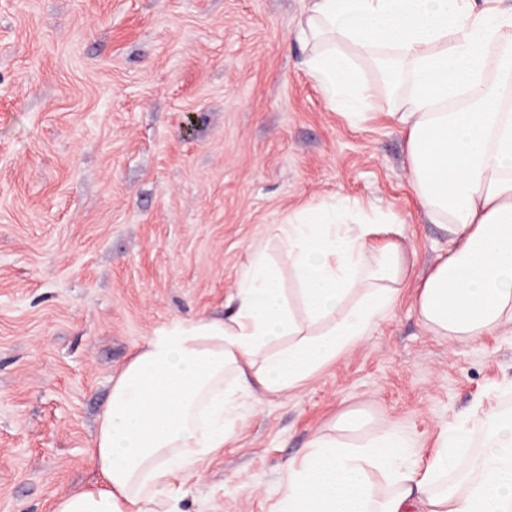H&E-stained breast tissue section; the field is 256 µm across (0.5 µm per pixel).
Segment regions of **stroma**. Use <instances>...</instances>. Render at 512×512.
<instances>
[{
	"label": "stroma",
	"mask_w": 512,
	"mask_h": 512,
	"mask_svg": "<svg viewBox=\"0 0 512 512\" xmlns=\"http://www.w3.org/2000/svg\"><path fill=\"white\" fill-rule=\"evenodd\" d=\"M309 0H0V512H49L99 478L112 377L174 320L229 316L252 248L335 198L400 224L413 273L350 352L300 388L255 393L183 512H274L289 460L340 413L350 441L512 415V326L467 341L420 322L448 236L411 185L377 95L351 124L324 100L297 24Z\"/></svg>",
	"instance_id": "obj_1"
}]
</instances>
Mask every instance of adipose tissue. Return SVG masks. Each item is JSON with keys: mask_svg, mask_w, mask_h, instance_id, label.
<instances>
[{"mask_svg": "<svg viewBox=\"0 0 512 512\" xmlns=\"http://www.w3.org/2000/svg\"><path fill=\"white\" fill-rule=\"evenodd\" d=\"M500 2L310 0L298 24L334 110L364 122L386 91L418 203L451 244L420 286L419 319L459 340L512 324V9ZM366 60L387 62L378 83ZM385 225L345 200L275 225L282 260L249 253L230 316L156 330L113 378L90 450L101 480L51 512H182L185 484L235 435L244 400L300 387L394 305L410 261L400 240L373 244ZM487 421L478 452L461 420L404 471L389 451L416 442L393 426L358 444L315 436L288 464L278 512H512V417Z\"/></svg>", "mask_w": 512, "mask_h": 512, "instance_id": "ef3b65f1", "label": "adipose tissue"}]
</instances>
